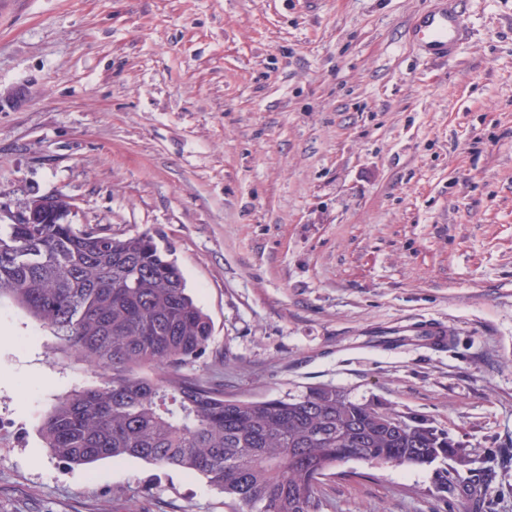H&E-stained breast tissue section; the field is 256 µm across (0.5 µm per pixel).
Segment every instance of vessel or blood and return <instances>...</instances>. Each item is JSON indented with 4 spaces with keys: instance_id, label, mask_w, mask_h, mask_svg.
Masks as SVG:
<instances>
[{
    "instance_id": "b4317fda",
    "label": "vessel or blood",
    "mask_w": 512,
    "mask_h": 512,
    "mask_svg": "<svg viewBox=\"0 0 512 512\" xmlns=\"http://www.w3.org/2000/svg\"><path fill=\"white\" fill-rule=\"evenodd\" d=\"M464 2L437 0L433 8L411 20L409 31L422 53L446 61L454 58L467 34Z\"/></svg>"
}]
</instances>
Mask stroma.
Listing matches in <instances>:
<instances>
[{
    "instance_id": "35a3bbf8",
    "label": "stroma",
    "mask_w": 512,
    "mask_h": 512,
    "mask_svg": "<svg viewBox=\"0 0 512 512\" xmlns=\"http://www.w3.org/2000/svg\"><path fill=\"white\" fill-rule=\"evenodd\" d=\"M433 5L0 0V207L158 233L213 325L185 374L426 418L500 451L512 512V0H467L447 62L408 34ZM100 382L0 297V512H228L198 474L47 453V408ZM437 483L350 461L322 512H462Z\"/></svg>"
}]
</instances>
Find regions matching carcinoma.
<instances>
[{"mask_svg":"<svg viewBox=\"0 0 512 512\" xmlns=\"http://www.w3.org/2000/svg\"><path fill=\"white\" fill-rule=\"evenodd\" d=\"M102 373L42 419L49 454L68 465L134 457L203 476L237 512H322L321 480L350 460L431 466L467 512H485L495 459L474 458L427 419L361 403L332 385L241 401L181 373L212 336L171 249L144 232L116 237L71 224L0 225V297Z\"/></svg>","mask_w":512,"mask_h":512,"instance_id":"1","label":"carcinoma"}]
</instances>
